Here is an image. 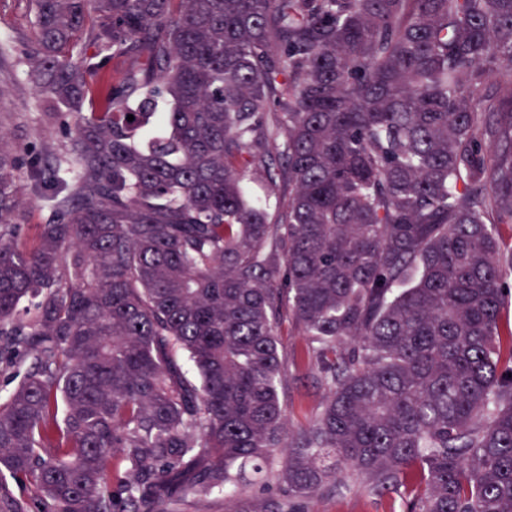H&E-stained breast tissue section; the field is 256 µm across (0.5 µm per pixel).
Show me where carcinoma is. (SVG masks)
<instances>
[{"label":"carcinoma","mask_w":512,"mask_h":512,"mask_svg":"<svg viewBox=\"0 0 512 512\" xmlns=\"http://www.w3.org/2000/svg\"><path fill=\"white\" fill-rule=\"evenodd\" d=\"M31 7L78 173L0 131V512H314L350 475L512 512V0ZM285 310L323 391L297 430ZM19 216L25 225L24 242L30 246L37 234V224H43L48 217V209L43 207L33 191V181L27 173L18 184Z\"/></svg>","instance_id":"obj_1"}]
</instances>
